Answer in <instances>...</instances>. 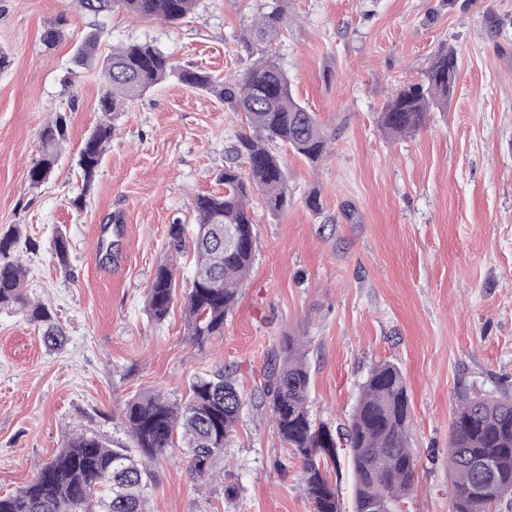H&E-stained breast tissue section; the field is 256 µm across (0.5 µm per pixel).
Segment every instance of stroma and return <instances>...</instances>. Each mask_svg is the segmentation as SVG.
<instances>
[{"mask_svg": "<svg viewBox=\"0 0 512 512\" xmlns=\"http://www.w3.org/2000/svg\"><path fill=\"white\" fill-rule=\"evenodd\" d=\"M275 9L268 54L318 114L329 151L310 164L280 147L288 206L273 214L254 202L253 269L223 335L199 349L181 306L150 319L146 290L170 225H193L196 198L221 191L216 176L246 121L172 79L125 111L100 112L103 79L70 72V57L93 31L102 55L147 41L178 65L236 75L255 59L242 34ZM50 27L60 32L51 46ZM443 44L458 56L447 108L390 137L382 105L421 79ZM0 51V233L21 226L27 290L68 337L48 351L36 326L0 310V495L26 484L69 433L123 438L119 413L139 393L178 399L194 375L229 366L245 399L224 450L237 497L172 454L150 464V512H312L301 464L258 401L268 355L290 335L307 343L310 411L333 428L374 366L402 369L420 458L405 512H450L457 392L512 396V0H197L176 27L117 8L93 15L77 0H0ZM58 112L70 116L61 163L30 185L40 131ZM106 121L115 132L86 192L71 156ZM114 219L125 232L105 264L100 230ZM59 228L64 267L49 249Z\"/></svg>", "mask_w": 512, "mask_h": 512, "instance_id": "1", "label": "stroma"}]
</instances>
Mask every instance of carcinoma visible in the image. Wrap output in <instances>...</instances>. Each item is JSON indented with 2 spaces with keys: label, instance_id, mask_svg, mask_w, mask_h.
I'll return each instance as SVG.
<instances>
[{
  "label": "carcinoma",
  "instance_id": "cac0c4a2",
  "mask_svg": "<svg viewBox=\"0 0 512 512\" xmlns=\"http://www.w3.org/2000/svg\"><path fill=\"white\" fill-rule=\"evenodd\" d=\"M87 11L114 6L126 13L181 24L196 0H79ZM279 13H264L246 35L247 45L269 44L280 33ZM99 35L88 34L76 48L72 65L97 68L105 79L99 100L102 112H122L125 105L159 83L180 84L218 97L229 110L244 115L249 132L238 137L230 158L217 175L224 192L197 197L192 233L172 224L167 251L146 292V310L163 321L177 301V257L192 249L194 275L183 298L191 343L199 349L224 335V320L242 294L255 260L257 233L252 202L259 195L265 207L279 213L288 206V181L276 146L284 144L315 162L328 142L317 113L293 95L288 76L269 57H259L246 71L219 78L202 68L179 67L169 55L147 42H129L97 55ZM457 68V54L442 45L433 54L424 77L404 84L383 106L381 128L390 136L416 132L433 108H446ZM67 115L59 112L41 131V155L30 168L37 186L58 169L67 140ZM112 124L101 123L77 152L84 190L93 185L107 148ZM245 160L241 168L238 160ZM239 235L233 251L224 250V227ZM17 228L0 234V309L14 310L41 329L44 346L52 351L66 341L51 307L31 298L27 269L14 251ZM50 250L67 266L69 242L59 229ZM311 373L305 341L286 336L268 362L264 397L268 398L279 441L300 459L303 491L313 512H341L330 469L339 464L338 449L348 448L354 512H395L406 493L415 492L418 456L412 447L411 407L402 370L389 362L376 365L361 387V395L343 430L316 423L309 409ZM243 405L233 373L219 367L193 377L184 399L160 391L128 401L120 413L128 441L107 443L81 430L69 435L60 450L36 468L23 487L0 496V512H148L146 489L152 481L148 462L176 448L188 458L192 475L215 477L224 463V448L235 436ZM448 473L452 484L451 512H489L512 498V397L457 398L448 442Z\"/></svg>",
  "mask_w": 512,
  "mask_h": 512
}]
</instances>
